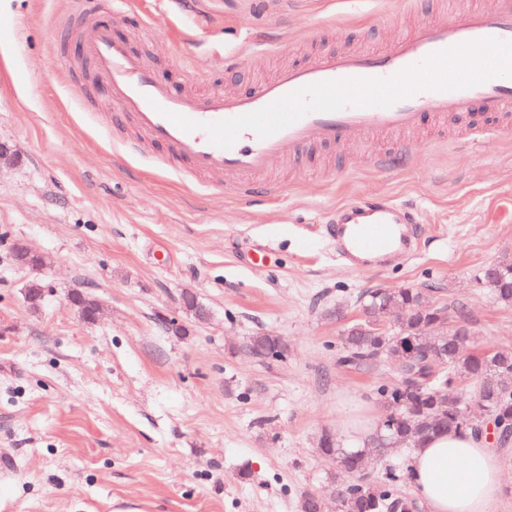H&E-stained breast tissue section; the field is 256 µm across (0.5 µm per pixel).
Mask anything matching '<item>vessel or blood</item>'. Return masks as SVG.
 Wrapping results in <instances>:
<instances>
[{"instance_id": "obj_1", "label": "vessel or blood", "mask_w": 512, "mask_h": 512, "mask_svg": "<svg viewBox=\"0 0 512 512\" xmlns=\"http://www.w3.org/2000/svg\"><path fill=\"white\" fill-rule=\"evenodd\" d=\"M100 6L101 0H78L71 23L81 55L92 64L114 118L132 120L142 137L160 146L192 175H235L240 197L248 200L256 189L271 187L275 162L302 158L317 146L340 149L366 137L414 130L433 118L474 115L477 123L457 135L459 141L470 142L502 130L512 120V77H494L466 89L421 90L388 107L312 111L266 138L247 128L228 148L211 143L204 129L205 124L257 111L316 82L389 78L446 48L486 39L512 41V0H495L489 8L470 5L456 11L452 19L419 24L375 53H317L238 94H199L167 84L111 27L94 22ZM174 113L200 122V129L182 130L170 119ZM417 222L416 211L392 199L357 198L332 212L326 232L337 260L360 268L374 260L386 263L413 255L420 242Z\"/></svg>"}]
</instances>
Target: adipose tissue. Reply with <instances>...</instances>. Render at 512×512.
I'll use <instances>...</instances> for the list:
<instances>
[{
    "mask_svg": "<svg viewBox=\"0 0 512 512\" xmlns=\"http://www.w3.org/2000/svg\"><path fill=\"white\" fill-rule=\"evenodd\" d=\"M408 468L428 512H489L504 486L499 458L483 436L451 431L432 437Z\"/></svg>",
    "mask_w": 512,
    "mask_h": 512,
    "instance_id": "adipose-tissue-1",
    "label": "adipose tissue"
}]
</instances>
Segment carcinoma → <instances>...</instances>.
I'll return each instance as SVG.
<instances>
[{
    "label": "carcinoma",
    "instance_id": "carcinoma-1",
    "mask_svg": "<svg viewBox=\"0 0 512 512\" xmlns=\"http://www.w3.org/2000/svg\"><path fill=\"white\" fill-rule=\"evenodd\" d=\"M13 259L28 267L44 264L42 256L19 244ZM491 279L489 290L503 305H512V264H496L486 269ZM46 285L39 279L30 281L26 300L37 307L45 294ZM74 306L84 310L89 321H95L101 309L94 297L86 292L72 293ZM388 304L403 307L406 317L394 327L383 328L370 318L374 310ZM364 319L361 330L354 336H344L340 363L344 366L371 370L382 362L396 363V376L419 378V385L400 395L394 385H382L375 396L387 411H398L400 418L382 423L371 440L375 448L370 458L362 451H347L325 434L320 439L322 456L336 461L342 479L336 483L338 512H418V502L398 492L409 481V472L390 461L393 451L419 448L431 435L441 431H467L480 435L479 424L490 415L503 424V440L512 437V351L490 353L469 350L473 334L463 325L448 330L441 337L439 364H432L429 337L437 335L431 326L434 315L442 313L448 319L465 315L464 306L451 308L434 305L423 288H399L392 291L371 290L363 295Z\"/></svg>",
    "mask_w": 512,
    "mask_h": 512
}]
</instances>
